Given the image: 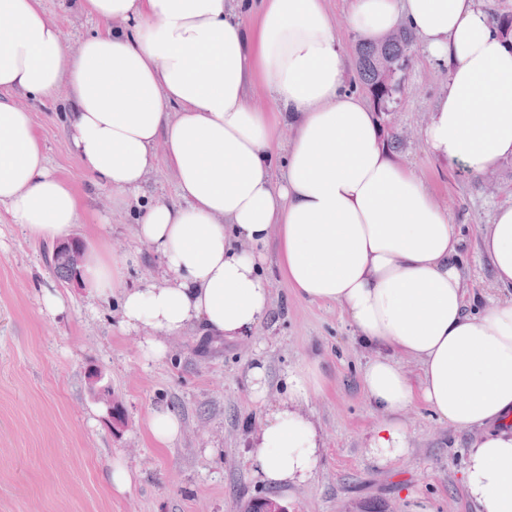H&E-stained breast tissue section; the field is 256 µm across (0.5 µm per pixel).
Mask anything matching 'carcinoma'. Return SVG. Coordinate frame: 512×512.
<instances>
[{
  "instance_id": "obj_1",
  "label": "carcinoma",
  "mask_w": 512,
  "mask_h": 512,
  "mask_svg": "<svg viewBox=\"0 0 512 512\" xmlns=\"http://www.w3.org/2000/svg\"><path fill=\"white\" fill-rule=\"evenodd\" d=\"M412 36L406 31L378 43L362 41L357 47L356 72L359 83L371 95L372 104L379 112H388L395 102L400 86L399 74L407 69ZM48 266L61 280L72 279V271L60 254L47 259Z\"/></svg>"
}]
</instances>
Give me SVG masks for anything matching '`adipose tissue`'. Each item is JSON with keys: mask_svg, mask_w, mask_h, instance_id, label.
<instances>
[{"mask_svg": "<svg viewBox=\"0 0 512 512\" xmlns=\"http://www.w3.org/2000/svg\"><path fill=\"white\" fill-rule=\"evenodd\" d=\"M255 7L246 26L239 11ZM99 31L70 47L41 0H0V207L55 239L80 202L47 166L21 95L67 90L69 146L96 184L139 200L165 142L181 205H143L133 229L159 277L121 285L107 250L83 278L118 292L121 326L145 359L164 336L200 324L239 339L270 318L261 265L276 243L283 279L302 298L336 303L374 356L363 369L381 422L367 441L380 463L406 453L402 412L415 402L470 432L464 487L479 512H512V297L469 294L459 225L388 148L380 116L344 87L347 56L325 0H78ZM350 28L376 42L409 31L448 65L424 131L436 155L480 175L512 159V42L476 0H351ZM266 86L273 111L246 88ZM291 127L278 156L282 127ZM490 282L512 288V205L480 235ZM415 361L411 379L404 360ZM288 397L253 438L251 464L280 491L306 482L323 446L301 409L320 391L311 365L285 376Z\"/></svg>", "mask_w": 512, "mask_h": 512, "instance_id": "1", "label": "adipose tissue"}]
</instances>
